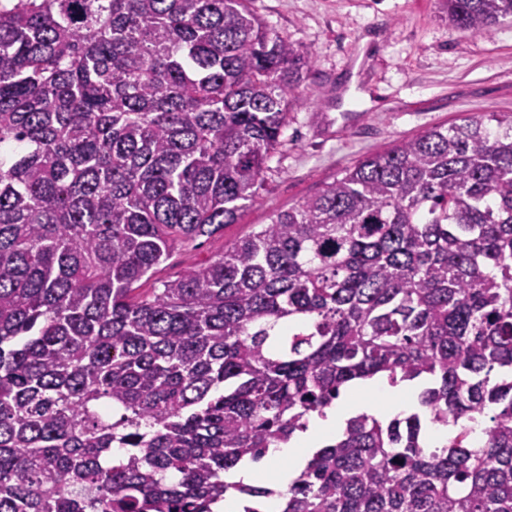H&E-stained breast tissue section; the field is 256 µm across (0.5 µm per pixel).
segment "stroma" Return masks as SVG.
Wrapping results in <instances>:
<instances>
[{
	"mask_svg": "<svg viewBox=\"0 0 512 512\" xmlns=\"http://www.w3.org/2000/svg\"><path fill=\"white\" fill-rule=\"evenodd\" d=\"M313 65L255 201L236 223L176 247L142 282L157 288L312 196L368 155L465 116L512 112V20L474 37L437 0H250Z\"/></svg>",
	"mask_w": 512,
	"mask_h": 512,
	"instance_id": "obj_1",
	"label": "stroma"
}]
</instances>
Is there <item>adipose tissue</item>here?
<instances>
[{"label": "adipose tissue", "mask_w": 512, "mask_h": 512, "mask_svg": "<svg viewBox=\"0 0 512 512\" xmlns=\"http://www.w3.org/2000/svg\"><path fill=\"white\" fill-rule=\"evenodd\" d=\"M370 392L383 395L386 413L399 414L409 408L413 390L403 384L391 386L375 378L359 383L341 396L328 409L325 417L312 418L306 432L297 434L288 442L279 444L278 447L268 449L258 462L242 468L237 474L238 480L246 484H254L275 477L280 483H287L288 472L276 471V464L300 457L305 449L317 448L334 440L342 424L351 414L358 397Z\"/></svg>", "instance_id": "adipose-tissue-1"}]
</instances>
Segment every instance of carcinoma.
Listing matches in <instances>:
<instances>
[{
  "instance_id": "obj_1",
  "label": "carcinoma",
  "mask_w": 512,
  "mask_h": 512,
  "mask_svg": "<svg viewBox=\"0 0 512 512\" xmlns=\"http://www.w3.org/2000/svg\"><path fill=\"white\" fill-rule=\"evenodd\" d=\"M439 5L473 36L512 18ZM311 67L246 0H0V512H512L511 112L367 156L139 292L255 200ZM373 378L431 385L285 489L232 480Z\"/></svg>"
}]
</instances>
